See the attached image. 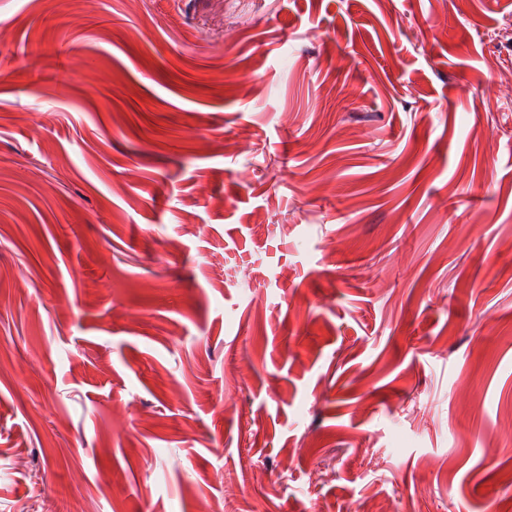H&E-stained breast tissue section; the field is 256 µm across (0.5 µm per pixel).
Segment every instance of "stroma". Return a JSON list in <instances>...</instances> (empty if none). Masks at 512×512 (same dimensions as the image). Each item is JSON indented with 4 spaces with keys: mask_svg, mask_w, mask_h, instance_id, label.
Instances as JSON below:
<instances>
[{
    "mask_svg": "<svg viewBox=\"0 0 512 512\" xmlns=\"http://www.w3.org/2000/svg\"><path fill=\"white\" fill-rule=\"evenodd\" d=\"M512 0H0V512L512 503Z\"/></svg>",
    "mask_w": 512,
    "mask_h": 512,
    "instance_id": "1",
    "label": "stroma"
}]
</instances>
